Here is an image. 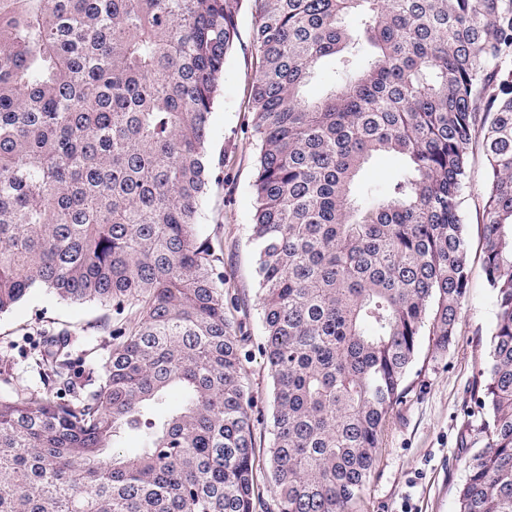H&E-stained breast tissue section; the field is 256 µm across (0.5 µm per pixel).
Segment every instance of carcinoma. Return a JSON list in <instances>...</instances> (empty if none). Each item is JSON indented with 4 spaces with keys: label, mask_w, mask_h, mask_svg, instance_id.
Instances as JSON below:
<instances>
[{
    "label": "carcinoma",
    "mask_w": 512,
    "mask_h": 512,
    "mask_svg": "<svg viewBox=\"0 0 512 512\" xmlns=\"http://www.w3.org/2000/svg\"><path fill=\"white\" fill-rule=\"evenodd\" d=\"M244 2L0 0V314L45 288L118 315L100 366L43 335V398L0 366V512H258L260 470L263 512H352L420 337L457 335L477 147L495 323L457 502L512 512V0H252L257 338L197 230ZM382 153L389 189H356ZM250 345L272 380L263 466Z\"/></svg>",
    "instance_id": "carcinoma-1"
}]
</instances>
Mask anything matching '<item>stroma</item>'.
<instances>
[{"instance_id":"obj_1","label":"stroma","mask_w":512,"mask_h":512,"mask_svg":"<svg viewBox=\"0 0 512 512\" xmlns=\"http://www.w3.org/2000/svg\"><path fill=\"white\" fill-rule=\"evenodd\" d=\"M252 12L239 17V39L227 61L218 102L210 117L208 150L223 159L207 187L199 224L202 237L221 242L224 277L236 299L229 316L244 334L261 333L256 275L257 248L250 236L255 201L256 139L247 109L256 78ZM485 164L475 154L462 195L469 242L471 282L458 331L446 351H436L421 337L409 372L410 391L391 414L382 452L355 512H457L456 489L465 463L480 446L465 420L474 409L469 388L486 366L495 321L493 297L482 268ZM114 312L95 302L69 303L41 290L0 314V361H9L25 383L39 386L28 352L40 331L66 328L73 333L76 358L101 360L108 338L100 324Z\"/></svg>"}]
</instances>
